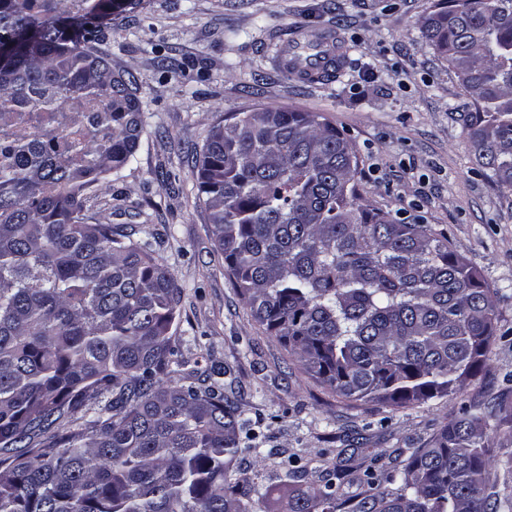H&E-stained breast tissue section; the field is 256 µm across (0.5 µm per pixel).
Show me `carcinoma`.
Instances as JSON below:
<instances>
[{
    "instance_id": "cac0c4a2",
    "label": "carcinoma",
    "mask_w": 512,
    "mask_h": 512,
    "mask_svg": "<svg viewBox=\"0 0 512 512\" xmlns=\"http://www.w3.org/2000/svg\"><path fill=\"white\" fill-rule=\"evenodd\" d=\"M0 0V39L37 53L0 63V512H254L265 486L232 480L246 422L214 384L172 378L182 288L147 241L101 224L86 191L143 132L129 73L92 46L102 0ZM424 18L474 111L471 149L512 188V0H455ZM291 64L324 53L319 40ZM353 144L313 112L262 108L212 127L192 174L216 248L256 323L349 401L419 407L486 364L491 287L426 224L361 202ZM504 393L451 417L379 491L338 496L295 459L272 477L288 512H512Z\"/></svg>"
}]
</instances>
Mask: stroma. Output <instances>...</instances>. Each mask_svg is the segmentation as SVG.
Instances as JSON below:
<instances>
[{"instance_id": "obj_1", "label": "stroma", "mask_w": 512, "mask_h": 512, "mask_svg": "<svg viewBox=\"0 0 512 512\" xmlns=\"http://www.w3.org/2000/svg\"><path fill=\"white\" fill-rule=\"evenodd\" d=\"M436 0H129L111 12L99 48L131 73L144 130L128 164L91 200L100 223L151 241L183 288L173 344L208 382L235 391L243 419L238 476H266L295 455L309 467L344 460L389 471L481 400L487 385L512 396V189L478 165L462 118L468 98L424 41ZM333 32L346 62L336 79L284 73L288 40ZM173 66L158 67L159 58ZM275 107L319 113L355 146L362 199L408 223L430 225L497 288L499 334L486 369L455 394L396 409L342 399L301 372L254 321L227 275L192 175L214 125Z\"/></svg>"}]
</instances>
